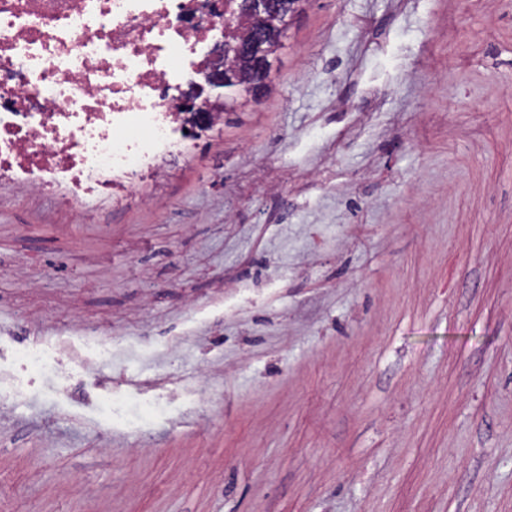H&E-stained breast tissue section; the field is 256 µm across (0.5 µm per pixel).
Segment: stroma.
<instances>
[{
	"label": "stroma",
	"instance_id": "obj_1",
	"mask_svg": "<svg viewBox=\"0 0 512 512\" xmlns=\"http://www.w3.org/2000/svg\"><path fill=\"white\" fill-rule=\"evenodd\" d=\"M69 210L0 183V512H512V0H301L267 87ZM202 400H169L164 383ZM112 357V346L90 344L84 340H61L48 351L38 345H24L14 352L15 360L37 374L51 375L60 396H83L71 379L94 373L99 360Z\"/></svg>",
	"mask_w": 512,
	"mask_h": 512
}]
</instances>
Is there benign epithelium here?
<instances>
[{"mask_svg":"<svg viewBox=\"0 0 512 512\" xmlns=\"http://www.w3.org/2000/svg\"><path fill=\"white\" fill-rule=\"evenodd\" d=\"M298 0H238V11L243 15L259 16L266 20V25L258 30L244 44H235L231 48L219 43L214 52V62L205 71V85L183 101V110L191 114L196 125L205 122V115L196 104L205 89H229L236 82L234 72L225 64L231 55H243L251 58L257 67L262 68L268 60L267 46L281 38L288 19L297 11Z\"/></svg>","mask_w":512,"mask_h":512,"instance_id":"benign-epithelium-1","label":"benign epithelium"}]
</instances>
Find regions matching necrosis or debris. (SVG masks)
Listing matches in <instances>:
<instances>
[{"mask_svg":"<svg viewBox=\"0 0 512 512\" xmlns=\"http://www.w3.org/2000/svg\"><path fill=\"white\" fill-rule=\"evenodd\" d=\"M227 0H0V182L64 206L103 186L129 193L164 178L163 159L189 152L180 94L213 58V25ZM112 349L66 339L14 352L26 369L78 395Z\"/></svg>","mask_w":512,"mask_h":512,"instance_id":"1","label":"necrosis or debris"}]
</instances>
